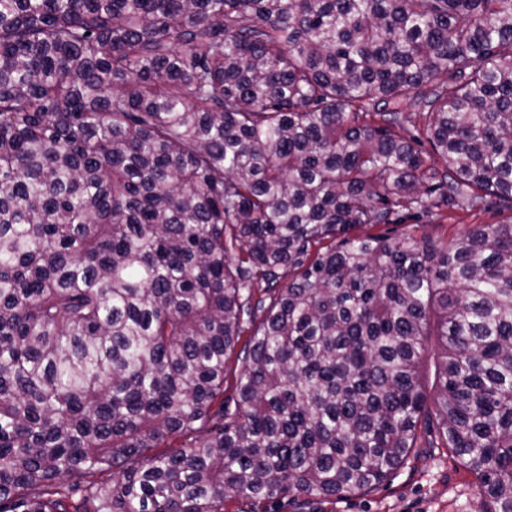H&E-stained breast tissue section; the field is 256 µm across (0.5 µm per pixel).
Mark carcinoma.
Returning a JSON list of instances; mask_svg holds the SVG:
<instances>
[{
    "instance_id": "1",
    "label": "carcinoma",
    "mask_w": 512,
    "mask_h": 512,
    "mask_svg": "<svg viewBox=\"0 0 512 512\" xmlns=\"http://www.w3.org/2000/svg\"><path fill=\"white\" fill-rule=\"evenodd\" d=\"M495 204L512 0H0V512H512V219L350 235ZM511 214L512 210L495 205L486 211H480L472 215L461 212L462 218L459 221L443 220L440 222L439 220L429 221V219L423 218L418 224H414L417 221L409 220L404 224L380 225L373 229L361 228L354 230L353 234L358 232L375 233L394 239L398 238L402 233L410 231L418 237L427 235L434 240H447L452 236L475 228L477 224H500L506 222ZM407 224H411V226L407 227ZM414 227H416V230H414ZM484 508L476 478L445 448H416L408 464L379 490L325 504L299 498L280 512H482Z\"/></svg>"
}]
</instances>
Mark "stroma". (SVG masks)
I'll use <instances>...</instances> for the list:
<instances>
[{
  "label": "stroma",
  "instance_id": "obj_1",
  "mask_svg": "<svg viewBox=\"0 0 512 512\" xmlns=\"http://www.w3.org/2000/svg\"><path fill=\"white\" fill-rule=\"evenodd\" d=\"M512 210L494 206L461 220L422 219L416 235L449 239L480 224H500ZM485 498L476 478L442 448H419L388 483L363 496H349L320 504L299 499L283 512H483Z\"/></svg>",
  "mask_w": 512,
  "mask_h": 512
}]
</instances>
